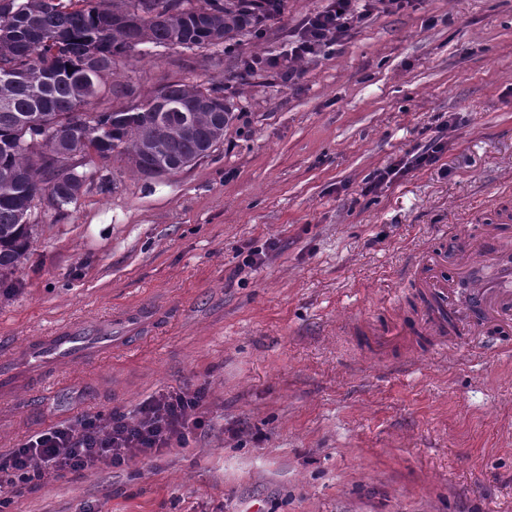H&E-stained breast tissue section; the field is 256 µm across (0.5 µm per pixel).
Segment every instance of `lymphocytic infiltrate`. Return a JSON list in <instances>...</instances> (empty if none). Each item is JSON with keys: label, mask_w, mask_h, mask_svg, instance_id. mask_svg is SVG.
I'll return each mask as SVG.
<instances>
[{"label": "lymphocytic infiltrate", "mask_w": 512, "mask_h": 512, "mask_svg": "<svg viewBox=\"0 0 512 512\" xmlns=\"http://www.w3.org/2000/svg\"><path fill=\"white\" fill-rule=\"evenodd\" d=\"M405 0H329L324 10L305 19L281 68L285 80H293L296 61L334 41L350 37L372 12L402 7ZM443 138L429 139L411 152L380 169L367 182L365 193L392 183L413 171L439 162L447 151ZM202 391L168 390L144 402L134 416L112 413L81 419L78 426H56L30 436L20 447L0 454V478L15 496L31 491L32 483L52 474L59 479L81 475L103 464L130 467L176 447L203 429Z\"/></svg>", "instance_id": "f902f5d3"}]
</instances>
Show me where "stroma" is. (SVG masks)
Segmentation results:
<instances>
[{
  "label": "stroma",
  "instance_id": "stroma-1",
  "mask_svg": "<svg viewBox=\"0 0 512 512\" xmlns=\"http://www.w3.org/2000/svg\"><path fill=\"white\" fill-rule=\"evenodd\" d=\"M327 0H285L233 46H140L112 84L214 88L234 108L208 157L140 176L83 166L78 200L36 202L30 248L0 282V348L74 324L124 354L75 363L0 403V453L56 424L172 389H204L206 425L156 460L47 475L0 512H512V351L422 336L378 353L349 318L413 317L424 253L468 274L464 247L512 254V0H410L277 68ZM263 68L240 77L245 61ZM442 136L435 165L365 181ZM258 265H245L251 251ZM140 306L150 330L114 314Z\"/></svg>",
  "mask_w": 512,
  "mask_h": 512
}]
</instances>
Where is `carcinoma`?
<instances>
[{
    "label": "carcinoma",
    "mask_w": 512,
    "mask_h": 512,
    "mask_svg": "<svg viewBox=\"0 0 512 512\" xmlns=\"http://www.w3.org/2000/svg\"><path fill=\"white\" fill-rule=\"evenodd\" d=\"M279 15L272 0H0V280L30 246L27 212L43 196L60 208L85 181L55 166L68 155L85 163L120 160L145 177L173 174L208 156L233 118L224 97L202 84L169 81L140 99L104 81L117 59L144 44L193 50L217 47ZM125 108L104 106L114 94ZM193 111L169 112L157 101ZM36 115L37 128L23 118Z\"/></svg>",
    "instance_id": "cac0c4a2"
}]
</instances>
